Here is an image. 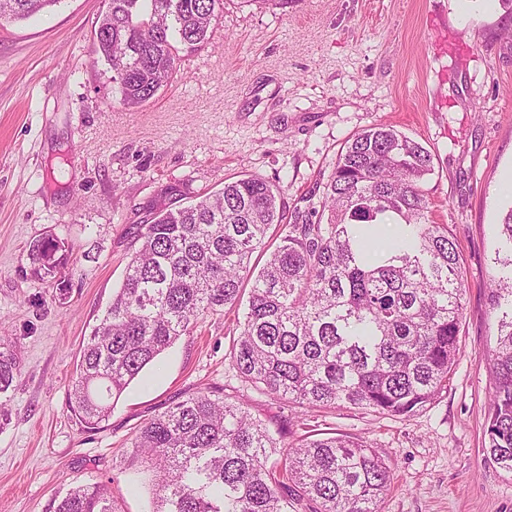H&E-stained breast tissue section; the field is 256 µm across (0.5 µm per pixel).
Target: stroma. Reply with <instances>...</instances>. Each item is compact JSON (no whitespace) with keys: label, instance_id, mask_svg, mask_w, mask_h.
I'll return each instance as SVG.
<instances>
[{"label":"stroma","instance_id":"1","mask_svg":"<svg viewBox=\"0 0 512 512\" xmlns=\"http://www.w3.org/2000/svg\"><path fill=\"white\" fill-rule=\"evenodd\" d=\"M105 0H62L0 24V345L20 376L0 395V512H50L77 485H109L150 512L149 474L122 469L135 432L211 388L292 436L316 423L391 466L382 512H512V473L486 460L496 226L512 207V11L501 0H224L209 42L141 107L118 103L95 52ZM394 126L433 156L422 188L449 225L467 280L461 356L447 389L409 417L349 407L297 417L232 367L237 310L210 315L146 367L100 429L67 407L82 343L156 209L257 176L286 219L322 206L355 134ZM54 235L69 288L30 274Z\"/></svg>","mask_w":512,"mask_h":512}]
</instances>
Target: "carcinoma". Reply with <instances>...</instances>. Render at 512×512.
I'll return each instance as SVG.
<instances>
[{
  "label": "carcinoma",
  "mask_w": 512,
  "mask_h": 512,
  "mask_svg": "<svg viewBox=\"0 0 512 512\" xmlns=\"http://www.w3.org/2000/svg\"><path fill=\"white\" fill-rule=\"evenodd\" d=\"M61 0H0V21L24 20ZM224 0H108L94 30L119 103L135 108L171 84L179 50L213 34ZM433 157L390 125L355 134L325 192L328 217L298 215L262 266L283 222L279 188L246 177L154 213L128 257L76 364L68 409L100 428L139 373L207 314L249 291L231 358L260 393L308 413L353 407L408 416L448 387L460 357L467 284L457 239L430 219L422 189ZM488 299L491 464L512 473V207L499 224ZM70 247L48 236L30 252L32 275L60 278ZM0 348V393L18 377ZM248 407L219 391L186 396L132 439L131 466L152 473L153 512H381L391 467L374 449L329 428L287 445ZM52 512H119L105 484L76 486Z\"/></svg>",
  "instance_id": "cac0c4a2"
}]
</instances>
